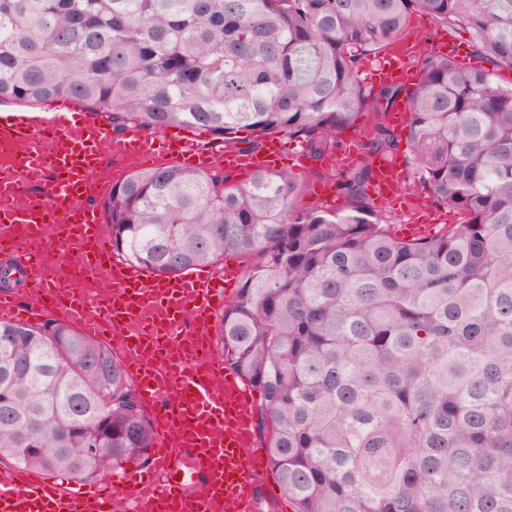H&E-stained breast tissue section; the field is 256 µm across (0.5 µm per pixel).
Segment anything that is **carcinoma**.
I'll return each mask as SVG.
<instances>
[{
	"instance_id": "obj_1",
	"label": "carcinoma",
	"mask_w": 512,
	"mask_h": 512,
	"mask_svg": "<svg viewBox=\"0 0 512 512\" xmlns=\"http://www.w3.org/2000/svg\"><path fill=\"white\" fill-rule=\"evenodd\" d=\"M415 12L512 70V0H0V102L69 98L117 136L181 127L243 152L286 137L316 162L375 117L360 163L336 169L341 211L304 205L287 169L232 184L216 164L134 171L102 204L128 264L252 257L216 344L262 394L293 512H512V82L423 51L405 190L455 221L394 238L371 184L374 159L397 158L384 116L401 88L357 70ZM154 446L109 346L53 318L0 321V461L93 483Z\"/></svg>"
}]
</instances>
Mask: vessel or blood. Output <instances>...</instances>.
Segmentation results:
<instances>
[{
  "mask_svg": "<svg viewBox=\"0 0 512 512\" xmlns=\"http://www.w3.org/2000/svg\"><path fill=\"white\" fill-rule=\"evenodd\" d=\"M425 40L410 29L375 70L378 83L412 86L419 77L417 56ZM18 146L0 164V236L15 225L39 235L73 222L95 262L89 273L105 276L110 297L67 288L56 269L65 265L70 238L49 237L56 262L24 254L31 301L0 294V320L29 322L50 314L98 336H123L125 370L151 413L156 434L150 466L73 490L26 472L0 475V512H279L280 495L267 481L268 459L255 432L256 407L249 386L220 358L211 337L212 319L225 301V288L242 274L237 265L203 273L158 277L113 257L100 208L94 201L107 184L98 177L105 156L140 166L170 158L184 166L255 172L271 168L281 142L242 153L182 130L144 133L134 127L122 136L98 111L70 101L37 109L0 113V143ZM407 167L376 161L372 199L402 210ZM34 195H24V188ZM427 210H413L401 225L404 240L424 238ZM202 484L203 493L190 489Z\"/></svg>",
  "mask_w": 512,
  "mask_h": 512,
  "instance_id": "vessel-or-blood-1",
  "label": "vessel or blood"
}]
</instances>
